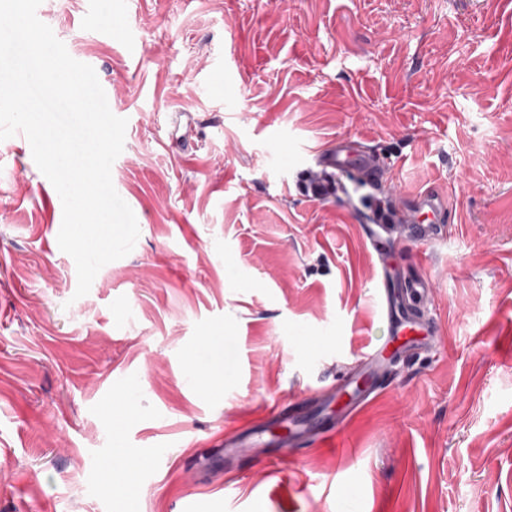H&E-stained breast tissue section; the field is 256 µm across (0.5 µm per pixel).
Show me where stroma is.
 <instances>
[{"label":"stroma","mask_w":512,"mask_h":512,"mask_svg":"<svg viewBox=\"0 0 512 512\" xmlns=\"http://www.w3.org/2000/svg\"><path fill=\"white\" fill-rule=\"evenodd\" d=\"M128 121L112 181L140 230L76 297L24 134L0 141V512H512V0H42ZM359 137L435 280L432 352L392 363L331 446L227 436L356 371L381 336ZM312 160L333 170L336 175L349 170H357L363 175V181L371 190L368 224H387L397 220L398 214L390 205L388 183L391 169L380 163L376 152L363 140L356 137L336 140L331 148L318 150ZM445 198L435 190H426L412 197L407 223L412 224L413 237L420 242L436 240L439 225L447 211Z\"/></svg>","instance_id":"35a3bbf8"}]
</instances>
